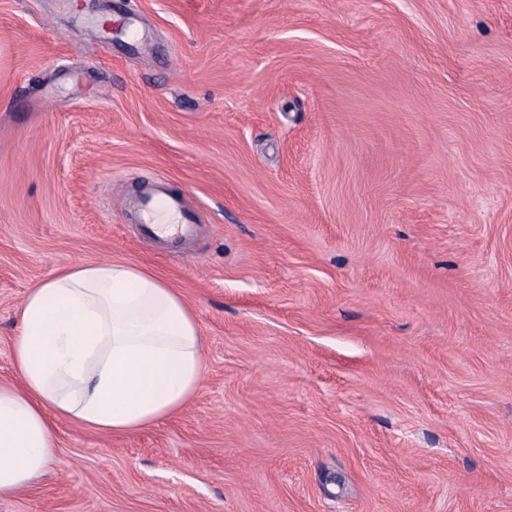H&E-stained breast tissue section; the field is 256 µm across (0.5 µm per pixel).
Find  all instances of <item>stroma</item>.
Returning a JSON list of instances; mask_svg holds the SVG:
<instances>
[{
	"label": "stroma",
	"instance_id": "obj_1",
	"mask_svg": "<svg viewBox=\"0 0 512 512\" xmlns=\"http://www.w3.org/2000/svg\"><path fill=\"white\" fill-rule=\"evenodd\" d=\"M164 178L193 238L121 205ZM162 274L202 386L0 512H512V0H0V383L29 289Z\"/></svg>",
	"mask_w": 512,
	"mask_h": 512
}]
</instances>
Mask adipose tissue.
<instances>
[{
    "label": "adipose tissue",
    "mask_w": 512,
    "mask_h": 512,
    "mask_svg": "<svg viewBox=\"0 0 512 512\" xmlns=\"http://www.w3.org/2000/svg\"><path fill=\"white\" fill-rule=\"evenodd\" d=\"M0 384V497L56 457L57 424L127 435L179 412L201 386L203 337L181 294L119 260L73 263L32 288Z\"/></svg>",
    "instance_id": "ef3b65f1"
}]
</instances>
